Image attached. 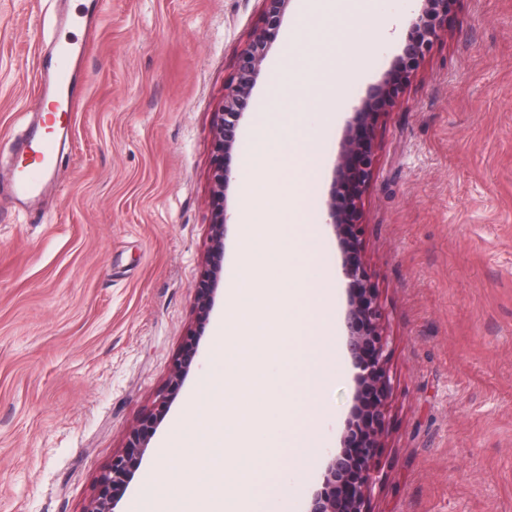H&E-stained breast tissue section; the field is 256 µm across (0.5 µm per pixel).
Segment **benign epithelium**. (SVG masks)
<instances>
[{"instance_id":"7a95c632","label":"benign epithelium","mask_w":512,"mask_h":512,"mask_svg":"<svg viewBox=\"0 0 512 512\" xmlns=\"http://www.w3.org/2000/svg\"><path fill=\"white\" fill-rule=\"evenodd\" d=\"M264 32L258 34L239 57L236 73L224 86V106L216 127L212 148L216 157L214 191L222 196L231 181V171L224 166V155L237 140L236 129L244 115L248 99L260 77V61L267 49V33L275 29L290 0H261ZM423 7L406 37L403 54L393 66L391 80L372 88L355 108L354 126L349 128L343 151L334 169L328 215L344 253L342 273L350 282L346 314L348 350L357 373L356 394L346 423L341 448L331 454L321 487L311 496L306 512H364L363 505L375 479L373 462L381 447L386 400L390 391L387 373V341L382 334V312L370 285L365 266L356 259L360 250V197L376 162V147L367 135L390 108L401 87L419 66L439 33L448 29L459 0H421ZM227 213L218 212L211 224L208 272L196 296L197 325L208 318L215 303L217 285L223 269ZM201 330L187 341L182 357L174 366L168 385L155 401L153 409L134 428L124 450L112 457L100 475L96 494L87 512H112L119 492L137 471L147 448L149 433L170 407L174 395L183 386L197 351Z\"/></svg>"}]
</instances>
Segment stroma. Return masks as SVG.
<instances>
[{
  "instance_id": "stroma-1",
  "label": "stroma",
  "mask_w": 512,
  "mask_h": 512,
  "mask_svg": "<svg viewBox=\"0 0 512 512\" xmlns=\"http://www.w3.org/2000/svg\"><path fill=\"white\" fill-rule=\"evenodd\" d=\"M78 78L84 92L45 214L0 193V512H87L100 474L152 409L195 328L210 224L226 211L223 272L190 373L155 429L116 512L179 505L180 464L204 457L188 422L221 369L215 336L242 275L238 211L266 87L290 45L329 32L333 71L302 84L315 147L295 240L334 286L346 346L349 282L327 215L356 106L401 55L419 0H374L380 28L344 7L308 19L291 0L212 189L224 87L263 27L260 0H100ZM59 0H0V136L37 91ZM332 90L328 109L317 99ZM358 255L382 308L391 379L376 484L365 512H512V0H460L394 105L372 129ZM349 354L321 394L322 448L306 478L279 470L271 512H306L339 448L355 394Z\"/></svg>"
}]
</instances>
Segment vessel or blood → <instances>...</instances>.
Returning a JSON list of instances; mask_svg holds the SVG:
<instances>
[{"mask_svg": "<svg viewBox=\"0 0 512 512\" xmlns=\"http://www.w3.org/2000/svg\"><path fill=\"white\" fill-rule=\"evenodd\" d=\"M86 46L78 40L59 41L38 63L39 89L32 119L19 135L0 143V157L11 163L7 185L10 194L22 202H36L53 186L59 146L43 130L38 118L46 101L55 102L62 113L72 111L81 88L73 67L84 57Z\"/></svg>", "mask_w": 512, "mask_h": 512, "instance_id": "obj_1", "label": "vessel or blood"}]
</instances>
